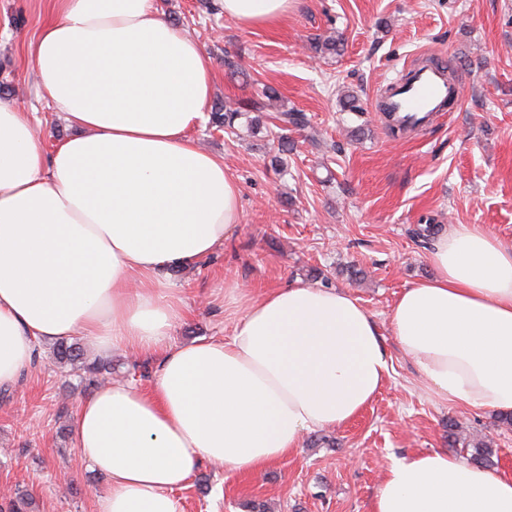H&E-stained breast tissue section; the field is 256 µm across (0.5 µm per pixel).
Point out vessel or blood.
<instances>
[{
  "instance_id": "obj_1",
  "label": "vessel or blood",
  "mask_w": 512,
  "mask_h": 512,
  "mask_svg": "<svg viewBox=\"0 0 512 512\" xmlns=\"http://www.w3.org/2000/svg\"><path fill=\"white\" fill-rule=\"evenodd\" d=\"M455 91L442 68L417 66L411 79L401 78L388 84L386 105L401 122L421 128L445 110Z\"/></svg>"
}]
</instances>
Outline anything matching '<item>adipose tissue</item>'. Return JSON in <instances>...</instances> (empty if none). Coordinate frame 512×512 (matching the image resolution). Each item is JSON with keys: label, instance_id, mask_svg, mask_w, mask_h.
<instances>
[{"label": "adipose tissue", "instance_id": "1", "mask_svg": "<svg viewBox=\"0 0 512 512\" xmlns=\"http://www.w3.org/2000/svg\"><path fill=\"white\" fill-rule=\"evenodd\" d=\"M290 0H220L269 27ZM28 46L39 96L75 135L44 152L29 115L0 101V387L36 343L89 337L159 360L151 392L105 384L81 404L74 448L108 479L96 512H184L201 461L249 474L304 435L360 415L390 376L357 298L296 283L244 302L230 339L171 345L186 316L166 271L211 255L240 221L239 187L191 133L213 72L153 0H55ZM431 278L406 288L390 330L429 394L512 413V242L477 224L434 240ZM371 512H512V478L443 451L385 470Z\"/></svg>", "mask_w": 512, "mask_h": 512}]
</instances>
